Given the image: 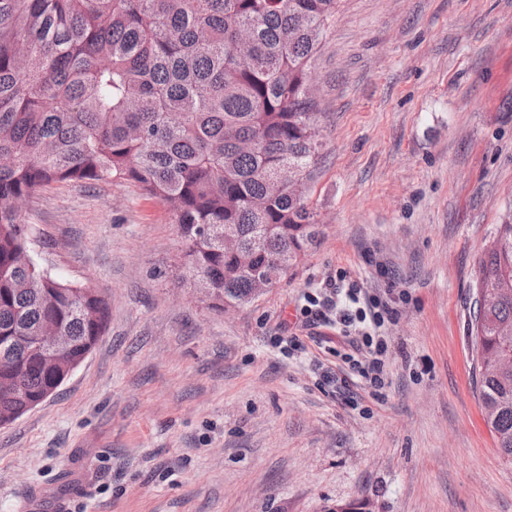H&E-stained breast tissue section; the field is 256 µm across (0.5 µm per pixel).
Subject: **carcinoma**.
<instances>
[{
    "instance_id": "obj_1",
    "label": "carcinoma",
    "mask_w": 512,
    "mask_h": 512,
    "mask_svg": "<svg viewBox=\"0 0 512 512\" xmlns=\"http://www.w3.org/2000/svg\"><path fill=\"white\" fill-rule=\"evenodd\" d=\"M338 0H0V350L5 337L40 325L46 288L70 284L41 271L28 253V225L13 201L51 183L133 182L173 212L186 242L184 276L211 289L213 305L251 300L256 278L288 274L319 234L303 193H276L282 168L304 183L318 157L311 64ZM251 33L240 61L236 34ZM28 43L35 64H22ZM255 142L244 153L239 143ZM265 227L251 268L237 254ZM471 336L476 390L501 456L512 461V207L495 226L476 273ZM64 306L80 362L102 335ZM31 394L52 379L29 348ZM26 413L22 397L0 396V421Z\"/></svg>"
}]
</instances>
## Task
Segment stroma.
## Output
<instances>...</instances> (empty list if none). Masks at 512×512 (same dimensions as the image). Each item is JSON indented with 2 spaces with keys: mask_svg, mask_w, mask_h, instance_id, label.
<instances>
[{
  "mask_svg": "<svg viewBox=\"0 0 512 512\" xmlns=\"http://www.w3.org/2000/svg\"><path fill=\"white\" fill-rule=\"evenodd\" d=\"M321 234L223 311L134 183H53L23 216L51 276L109 306L62 386L0 427V512H512L474 389L475 274L512 206V0H341L311 69ZM386 301L384 381L312 298Z\"/></svg>",
  "mask_w": 512,
  "mask_h": 512,
  "instance_id": "stroma-1",
  "label": "stroma"
}]
</instances>
